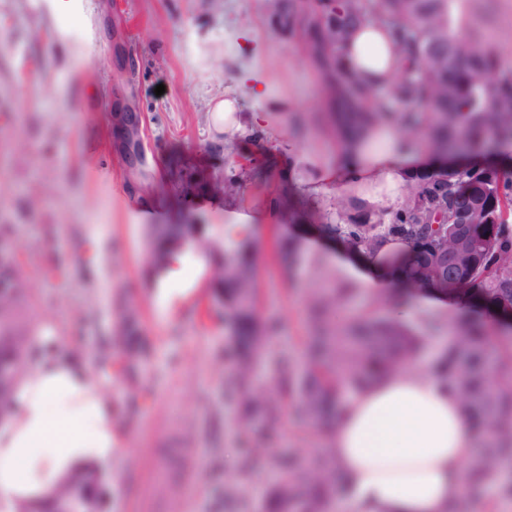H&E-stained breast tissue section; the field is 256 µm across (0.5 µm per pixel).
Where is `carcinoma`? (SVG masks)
Here are the masks:
<instances>
[{"instance_id": "1", "label": "carcinoma", "mask_w": 512, "mask_h": 512, "mask_svg": "<svg viewBox=\"0 0 512 512\" xmlns=\"http://www.w3.org/2000/svg\"><path fill=\"white\" fill-rule=\"evenodd\" d=\"M318 22L327 25L322 39L341 50L351 32L364 21L378 18L391 29L401 55L405 75L384 87L354 84L337 70L338 83L329 88L330 99L323 120L335 133L361 129L387 119L391 102L409 107L405 119L424 127L428 146L439 153L453 151L462 139L480 145L489 139H512V70L500 67L499 54L491 44L465 33L458 13V0H320ZM270 16L273 31L298 37L297 47L307 53L306 28H297L301 6L294 0H275ZM199 166L180 159L171 165L173 189L177 193L196 184V192L240 201L251 185L282 221L318 224L340 238L351 249L371 246L378 223L357 205L336 209L341 223L326 222L328 214L305 206L294 190L271 184L264 163L246 169H231L224 177L197 185ZM441 198L448 202V215L474 206L471 223L461 231L485 247L476 252L458 281L448 282V294L462 291L470 304L506 310L512 306V241L500 236L505 223V206L512 204V177L496 172H459L443 184L418 183L409 188L405 208L386 231L410 241L414 255L400 264L389 262L391 273L407 276L406 296H384L380 304L398 305L405 298L435 295L427 284L430 255L447 245L439 231L419 211L416 197ZM254 230L241 233L229 243L202 234L196 224H178L167 234L148 240V262L165 271L184 249L204 254H224L213 270L211 313L224 322L234 341L231 351L234 372L229 388L237 402V428L243 440L253 433L279 431L293 406L295 415L308 431L327 432L348 393L387 374L394 373L427 345L436 347L430 373L458 393L461 411L470 427L483 437L465 462L467 490L483 491L494 484L499 496L512 498V357L491 356L477 326L443 335L447 324L430 318L425 329L413 330L399 320L380 321L367 310L336 327L335 311L345 291L311 288L306 295L311 331L304 357L295 360L271 342L275 325L261 316L252 258ZM0 284L11 285L10 294L0 299V366H26L34 330L23 318L28 301L27 280L11 253L0 250ZM126 371L140 372L145 348L138 336H122ZM273 365V386L263 395L253 393L251 373L257 366ZM275 471L277 479L267 489L264 512H333L338 494L336 466L328 451L315 457L301 452L284 461L269 452L264 471H236L227 476L224 498H242L245 483L262 480ZM69 497L86 512H101L104 475L88 472L83 482L63 485Z\"/></svg>"}]
</instances>
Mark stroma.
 Here are the masks:
<instances>
[{
	"instance_id": "stroma-1",
	"label": "stroma",
	"mask_w": 512,
	"mask_h": 512,
	"mask_svg": "<svg viewBox=\"0 0 512 512\" xmlns=\"http://www.w3.org/2000/svg\"><path fill=\"white\" fill-rule=\"evenodd\" d=\"M84 20L59 22L55 0H0V225L4 244L30 288L25 316L32 328L56 327L79 353L98 358L117 334L122 303L139 310L137 330L147 359L135 376L121 353L95 365L120 402L128 451L112 471L108 512H260L262 485L244 502L224 498L230 466H259L269 451L317 454L324 439L304 435L288 420L277 436L241 451L235 402L226 383L223 324L207 317L211 263L196 254L173 262L160 279L146 275L147 228L152 224H207L220 229L224 209L197 208L187 197H144L118 142L112 112L141 114L146 162L140 176L169 180V163L182 158L220 175L231 165L224 137L207 113L230 79L256 68L271 94L292 97L282 113L285 130L296 117L310 124L293 141L314 150L333 142L315 122L325 101L322 81L288 36L270 31L266 0H83ZM470 31L512 57V0H467ZM92 48L95 63L74 57ZM165 92L155 95L157 85ZM297 239L300 254L287 265L278 251ZM327 242L300 224L275 221L258 230L259 309L279 330L275 345L297 352L308 334L304 295L317 272L347 289L337 309L343 323L369 307L362 288L327 258ZM165 467L163 479L152 478Z\"/></svg>"
}]
</instances>
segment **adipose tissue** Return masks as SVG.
Listing matches in <instances>:
<instances>
[{"label":"adipose tissue","instance_id":"ef3b65f1","mask_svg":"<svg viewBox=\"0 0 512 512\" xmlns=\"http://www.w3.org/2000/svg\"><path fill=\"white\" fill-rule=\"evenodd\" d=\"M340 66L359 83L387 85L400 71L389 28L371 21L356 30ZM238 93L209 108L228 154L271 127L282 106L252 74L236 79ZM261 100L245 107L241 93ZM446 164L404 136L395 122L349 134L331 151L295 155L287 178L310 205L330 208L329 190L390 220L418 179L445 173ZM407 241L384 236L370 255H354L365 274L361 286L379 297L393 281L382 275L387 257L407 252ZM37 353L0 418V512H38L71 476L108 471L124 446L122 427L90 358L74 355L53 328L36 333ZM342 477L335 512H439L461 494V465L474 447L454 393L435 379L409 371L356 391L345 402L328 439Z\"/></svg>","mask_w":512,"mask_h":512}]
</instances>
